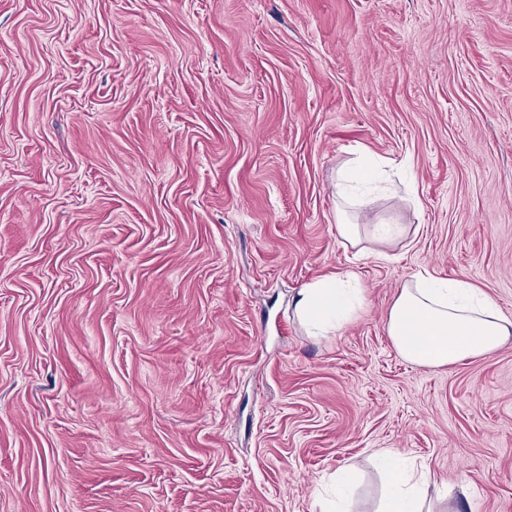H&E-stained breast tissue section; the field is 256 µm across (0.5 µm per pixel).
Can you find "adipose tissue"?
<instances>
[{
  "label": "adipose tissue",
  "mask_w": 512,
  "mask_h": 512,
  "mask_svg": "<svg viewBox=\"0 0 512 512\" xmlns=\"http://www.w3.org/2000/svg\"><path fill=\"white\" fill-rule=\"evenodd\" d=\"M362 300L356 275L324 276L297 294L294 310L308 335L338 330ZM385 327L399 355L426 367H449L489 354L512 339V320L479 288L464 280L439 282L427 275L401 285ZM386 492L378 512H425L418 496L430 481L427 467L401 468L391 452L378 455Z\"/></svg>",
  "instance_id": "obj_1"
}]
</instances>
